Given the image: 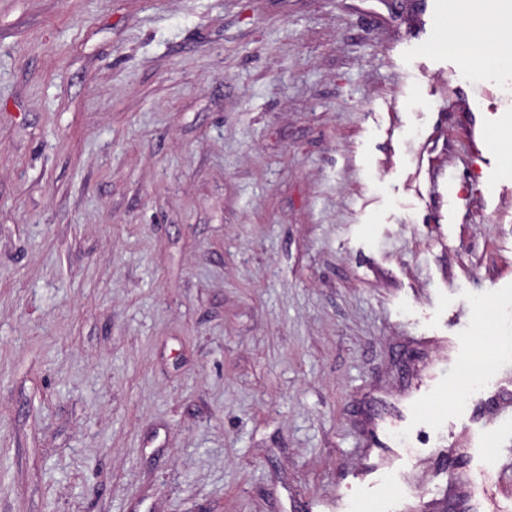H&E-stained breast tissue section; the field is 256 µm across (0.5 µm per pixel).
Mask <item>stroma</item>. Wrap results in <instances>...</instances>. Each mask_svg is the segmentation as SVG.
<instances>
[{
  "mask_svg": "<svg viewBox=\"0 0 512 512\" xmlns=\"http://www.w3.org/2000/svg\"><path fill=\"white\" fill-rule=\"evenodd\" d=\"M447 33L0 0V512H512V68Z\"/></svg>",
  "mask_w": 512,
  "mask_h": 512,
  "instance_id": "1",
  "label": "stroma"
}]
</instances>
